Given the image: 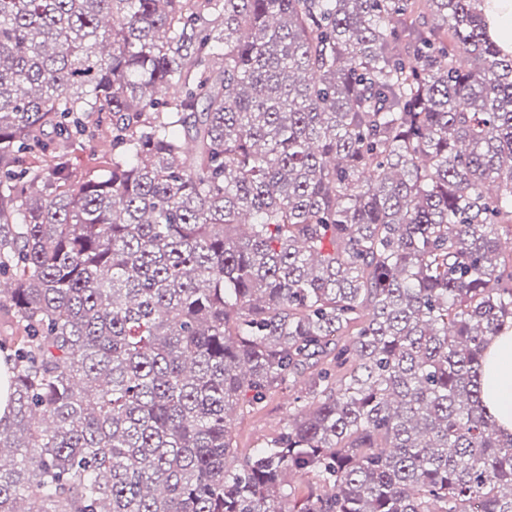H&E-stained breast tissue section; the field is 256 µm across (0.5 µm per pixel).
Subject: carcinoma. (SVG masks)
Wrapping results in <instances>:
<instances>
[{"instance_id":"cac0c4a2","label":"carcinoma","mask_w":512,"mask_h":512,"mask_svg":"<svg viewBox=\"0 0 512 512\" xmlns=\"http://www.w3.org/2000/svg\"><path fill=\"white\" fill-rule=\"evenodd\" d=\"M481 2L0 0V512H512L481 400L512 52ZM299 378L234 458L233 415ZM67 159L74 181L106 169L112 162V128L91 127L68 149Z\"/></svg>"}]
</instances>
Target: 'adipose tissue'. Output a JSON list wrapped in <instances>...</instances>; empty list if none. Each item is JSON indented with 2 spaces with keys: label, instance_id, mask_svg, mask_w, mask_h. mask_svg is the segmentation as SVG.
Listing matches in <instances>:
<instances>
[{
  "label": "adipose tissue",
  "instance_id": "obj_1",
  "mask_svg": "<svg viewBox=\"0 0 512 512\" xmlns=\"http://www.w3.org/2000/svg\"><path fill=\"white\" fill-rule=\"evenodd\" d=\"M483 401L496 424L512 434V329H505L485 353Z\"/></svg>",
  "mask_w": 512,
  "mask_h": 512
}]
</instances>
